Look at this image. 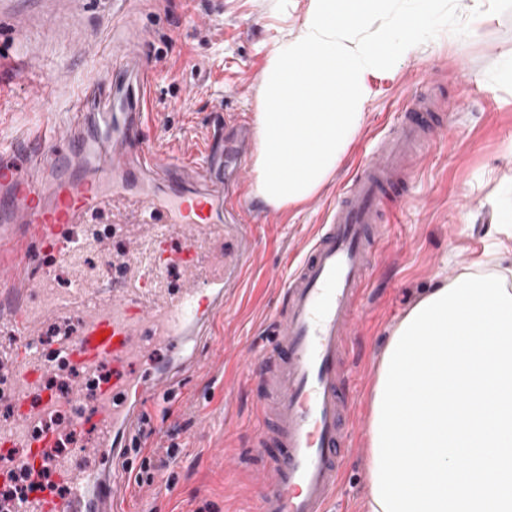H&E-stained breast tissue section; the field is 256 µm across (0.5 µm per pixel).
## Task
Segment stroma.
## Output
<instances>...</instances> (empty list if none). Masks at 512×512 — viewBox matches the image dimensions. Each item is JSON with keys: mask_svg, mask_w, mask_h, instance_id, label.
Returning a JSON list of instances; mask_svg holds the SVG:
<instances>
[{"mask_svg": "<svg viewBox=\"0 0 512 512\" xmlns=\"http://www.w3.org/2000/svg\"><path fill=\"white\" fill-rule=\"evenodd\" d=\"M307 2L127 0L115 13L106 0H0V46L27 39L42 65L30 71L0 56V135L32 131L44 121L32 83L68 84L86 70L89 50L116 39L156 78L139 144L190 151L205 138L217 106H226L229 119L253 121L270 54L301 22ZM468 3L449 0L445 11L425 18L422 42L393 70L371 77L365 121L327 185L298 209L271 210L257 228L252 265L213 337L226 347L223 365L181 383L161 411V444L180 445L168 468L172 492L129 495L133 512L253 507L265 463L254 443L262 368L239 365L236 353L266 344L280 293L339 187L394 128L403 100L428 75H438L441 92L458 109L446 117V135L406 175L375 244L354 338L361 362L349 369V396L361 421L369 419L368 398L390 329L439 279L470 265L492 242L495 225L512 224V0H500L492 17L470 32L464 29ZM21 14L30 35L15 27ZM77 17L84 23L79 41L71 35ZM350 441L354 451L342 463L330 512H360L365 431L352 432ZM228 457L237 459L235 469H225Z\"/></svg>", "mask_w": 512, "mask_h": 512, "instance_id": "35a3bbf8", "label": "stroma"}]
</instances>
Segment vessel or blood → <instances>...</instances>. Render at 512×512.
I'll return each mask as SVG.
<instances>
[{
  "instance_id": "obj_1",
  "label": "vessel or blood",
  "mask_w": 512,
  "mask_h": 512,
  "mask_svg": "<svg viewBox=\"0 0 512 512\" xmlns=\"http://www.w3.org/2000/svg\"><path fill=\"white\" fill-rule=\"evenodd\" d=\"M111 82L88 70L76 82L33 93L67 123L0 142V485L23 480L12 512H126L111 459L152 424L146 400L221 352L198 338L224 316V301L253 257L260 213L224 190V166L246 168L213 126L208 140L173 157L130 151L146 120L154 77L109 49ZM448 107L433 79L408 97L394 132L359 165L288 277L267 355L269 398L259 406L257 446L276 453L255 512H327L349 451L345 392L349 344L381 234L384 200L414 156L435 142ZM126 243L109 252L92 230L102 214ZM89 225L80 239L70 229ZM70 272L58 288L57 268ZM169 350L149 375L138 365ZM112 375L94 396L86 379Z\"/></svg>"
}]
</instances>
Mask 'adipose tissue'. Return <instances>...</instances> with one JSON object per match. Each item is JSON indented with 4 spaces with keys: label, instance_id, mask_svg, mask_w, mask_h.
I'll return each mask as SVG.
<instances>
[{
    "label": "adipose tissue",
    "instance_id": "adipose-tissue-1",
    "mask_svg": "<svg viewBox=\"0 0 512 512\" xmlns=\"http://www.w3.org/2000/svg\"><path fill=\"white\" fill-rule=\"evenodd\" d=\"M445 0H308L298 29L269 58L254 114L253 194L299 207L328 181L362 127L369 77L391 70ZM312 102L316 111L297 106ZM470 266L512 280V225Z\"/></svg>",
    "mask_w": 512,
    "mask_h": 512
}]
</instances>
